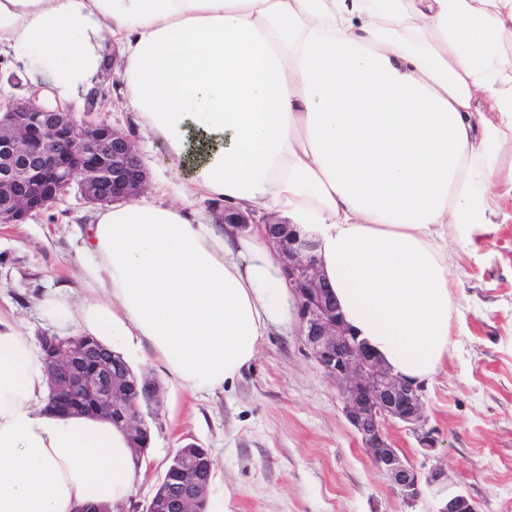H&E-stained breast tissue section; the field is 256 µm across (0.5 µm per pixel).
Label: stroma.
Instances as JSON below:
<instances>
[{"label": "stroma", "instance_id": "obj_1", "mask_svg": "<svg viewBox=\"0 0 512 512\" xmlns=\"http://www.w3.org/2000/svg\"><path fill=\"white\" fill-rule=\"evenodd\" d=\"M114 71L103 72L75 111L78 121L128 134L149 172V192L176 203L185 173L116 104ZM93 207L77 190L22 224H0V317L32 336L52 328L36 308L58 286L78 287L79 231ZM458 313L454 348L424 391L439 446L424 455L412 431L388 435L420 471H447L452 491L478 512H512V220L469 251L449 240ZM157 379L161 406L147 415L151 440L119 512H142L177 448L207 449L214 463L208 512H436L432 490L414 505L394 492L343 413L336 381L307 357L300 324L272 329L233 382L192 392L164 380L150 357L131 359Z\"/></svg>", "mask_w": 512, "mask_h": 512}]
</instances>
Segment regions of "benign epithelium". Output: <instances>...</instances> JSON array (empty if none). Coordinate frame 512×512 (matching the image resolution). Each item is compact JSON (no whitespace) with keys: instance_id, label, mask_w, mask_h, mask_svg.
Listing matches in <instances>:
<instances>
[{"instance_id":"1","label":"benign epithelium","mask_w":512,"mask_h":512,"mask_svg":"<svg viewBox=\"0 0 512 512\" xmlns=\"http://www.w3.org/2000/svg\"><path fill=\"white\" fill-rule=\"evenodd\" d=\"M148 182L129 135L106 124L80 123L68 109L48 110L30 100L0 101V224L23 223L73 187L87 202L108 205L135 201ZM262 222L297 295L306 354L341 384L345 416L372 461L408 505L428 486L442 494L437 512H477L463 494L445 492V471L432 468L423 473L408 465L391 444L388 426L395 421L413 431L425 453L437 448L433 430L426 429L424 388L395 375L350 332L321 277L317 241L285 220L268 216ZM39 345L50 378L49 408L62 417L117 418L133 451L148 447L137 392L159 403L160 387L154 379L143 375L129 381L104 359L89 364V344L78 339L44 334ZM212 470L207 455L193 483H183L176 469L165 471L145 512H206Z\"/></svg>"}]
</instances>
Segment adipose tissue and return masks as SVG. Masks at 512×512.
Here are the masks:
<instances>
[{"label": "adipose tissue", "instance_id": "obj_1", "mask_svg": "<svg viewBox=\"0 0 512 512\" xmlns=\"http://www.w3.org/2000/svg\"><path fill=\"white\" fill-rule=\"evenodd\" d=\"M117 45L123 106L186 194L275 214L318 243L346 324L394 374L448 360V240L498 232L512 200V0H0V57L65 108ZM87 285L38 310L60 335L150 352L193 391L233 381L297 306L261 224L195 222L148 198L92 215ZM39 345L0 322V512L121 504L125 434L47 410Z\"/></svg>", "mask_w": 512, "mask_h": 512}]
</instances>
